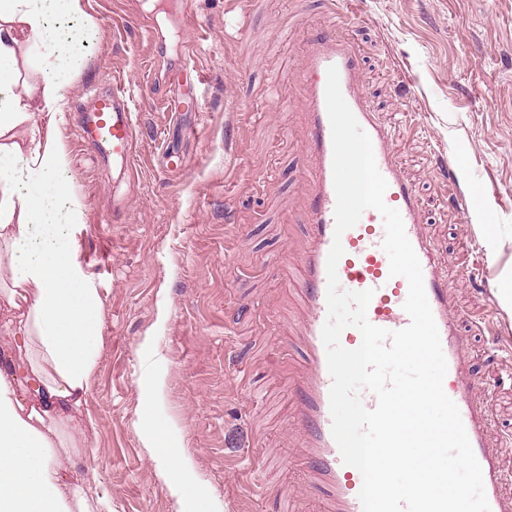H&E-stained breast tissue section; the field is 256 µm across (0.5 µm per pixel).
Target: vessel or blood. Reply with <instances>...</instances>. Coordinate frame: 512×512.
Instances as JSON below:
<instances>
[{
    "instance_id": "vessel-or-blood-1",
    "label": "vessel or blood",
    "mask_w": 512,
    "mask_h": 512,
    "mask_svg": "<svg viewBox=\"0 0 512 512\" xmlns=\"http://www.w3.org/2000/svg\"><path fill=\"white\" fill-rule=\"evenodd\" d=\"M308 84L304 108L309 114L303 156L310 159L313 190L305 219L308 246L291 279L301 320L294 334L277 337L284 352L299 349L300 358L289 386L290 431L300 448L302 474L298 492L313 495L318 512H363L358 494L362 475L345 465L331 434L329 391L332 383L322 341L327 320V256L334 241L336 195L333 184L331 127L326 109L327 70L337 67L342 94L361 128L369 135L379 172L388 188L385 201L402 217L406 235L421 264L424 286L435 319L447 374L446 394L457 405L474 454L481 466L490 512H512V439L496 435L495 421L480 395L485 383L471 378L470 337L496 334V314L474 323L463 334L452 308V294L443 274L440 255L425 232L423 206L404 178L392 147L390 129L380 123L364 94L359 57L348 42L319 34L306 42L303 61ZM77 137L112 157L121 173L136 174L138 132L127 89L114 83L108 93L96 96L85 110ZM384 224L379 212L365 210L345 231L344 253L337 265L340 285L349 291L373 290L367 318L375 326L395 331L408 326L403 308L408 295L405 278L389 274V259L382 248Z\"/></svg>"
}]
</instances>
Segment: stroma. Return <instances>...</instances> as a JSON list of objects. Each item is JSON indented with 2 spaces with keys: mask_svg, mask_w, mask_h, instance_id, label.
<instances>
[{
  "mask_svg": "<svg viewBox=\"0 0 512 512\" xmlns=\"http://www.w3.org/2000/svg\"><path fill=\"white\" fill-rule=\"evenodd\" d=\"M83 7L98 37L60 80L65 122L36 111L13 132L23 141L30 126L52 130L66 153L84 210L79 261L103 301L99 358L69 429L74 476L112 512H280L279 488L293 484L299 458L287 430L289 364L271 349L297 325L284 317L281 260L307 239L306 39L327 31L359 47L368 100L423 199L466 325L499 302L462 279L467 262H484L493 287L512 280V0H344L347 26L327 0H195L200 36L172 0ZM240 15L242 36L229 25ZM117 77L131 91L140 150L118 224L112 162L75 137L88 91L108 92ZM199 77L198 111H168L166 100ZM168 146L184 167L163 161ZM445 161L455 180L444 179ZM480 224L493 225L492 243ZM240 360L264 397L243 418ZM256 446L287 471L261 475ZM168 453L187 464L186 496L157 466Z\"/></svg>",
  "mask_w": 512,
  "mask_h": 512,
  "instance_id": "1",
  "label": "stroma"
}]
</instances>
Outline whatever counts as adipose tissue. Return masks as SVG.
<instances>
[{"instance_id": "adipose-tissue-1", "label": "adipose tissue", "mask_w": 512, "mask_h": 512, "mask_svg": "<svg viewBox=\"0 0 512 512\" xmlns=\"http://www.w3.org/2000/svg\"><path fill=\"white\" fill-rule=\"evenodd\" d=\"M96 32L82 0H0V266L10 273L0 297L24 310L4 324L24 361L19 373L0 374V512L107 508L104 497L67 480L58 454L87 393L101 337L102 298L78 260L83 206L52 134L33 128L26 141L10 137L33 109L64 120L59 80ZM24 42L39 59L34 99L18 91ZM44 183L52 193H39Z\"/></svg>"}]
</instances>
